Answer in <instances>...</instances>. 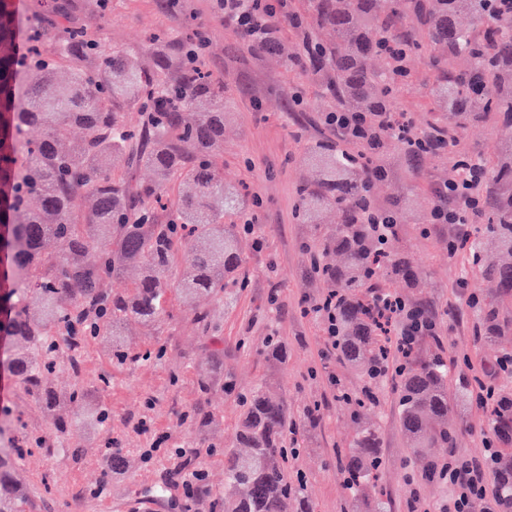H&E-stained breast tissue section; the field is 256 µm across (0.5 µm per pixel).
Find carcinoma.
Segmentation results:
<instances>
[{"label":"carcinoma","mask_w":512,"mask_h":512,"mask_svg":"<svg viewBox=\"0 0 512 512\" xmlns=\"http://www.w3.org/2000/svg\"><path fill=\"white\" fill-rule=\"evenodd\" d=\"M15 0H0V336L10 343L7 370L20 390L35 398L54 425L105 428L112 413L82 388L60 395L48 385L59 353L79 371L85 345L107 337L115 366L137 357L125 341L129 327L153 336L168 313L167 293L180 298L202 326L204 304L223 297L231 305L241 277V224L227 215L256 205L236 186L224 185L218 160L224 153L229 91L191 61L198 35L154 33L147 66L139 49L107 51L81 25L70 21L74 0H40L59 17L49 31L37 21L21 27ZM502 0H301L288 12L300 30L297 51L287 59L334 101L351 112H391L395 95L413 82L410 61L427 54L434 71L426 94L438 112L452 111L454 130L431 127L440 149L456 146V131L498 116L512 121V14ZM478 29H465L460 16ZM281 23L251 45L260 59L282 49ZM139 113L138 124L126 114ZM40 132L32 138L29 132ZM377 149L344 148L341 139L311 145L300 163L311 170L299 185L296 218L314 225L325 211L339 223L320 235L314 269L336 294V359L366 381L358 393L336 380V399L351 406L355 433L341 474L359 512H392L377 488L383 467L380 424L364 416L380 404L378 392L392 385L399 422L413 453L453 447L450 416L475 400L467 377L451 387L437 336H422L391 368L380 325L367 313V293L382 277L408 287L421 273L409 262L401 226L423 224L428 204L412 201L379 207L373 191L390 177ZM148 170L143 184L116 175V165ZM482 234L467 239L473 269L494 280L499 293L471 302L477 330L487 340L512 333V148L498 152L486 169ZM174 209L166 223L158 210ZM375 210L391 228L359 223ZM187 253L177 281L171 270ZM133 275L131 287L112 281ZM264 357L288 360V345L267 337ZM512 352L486 371L497 379L485 406L498 441L487 473L496 496L486 512L512 503ZM232 394L236 380L213 352L196 376V389ZM240 415L224 442V512H313L303 482L288 479V405L263 385L239 395ZM29 449L7 439L0 448V512H32L20 478Z\"/></svg>","instance_id":"obj_1"}]
</instances>
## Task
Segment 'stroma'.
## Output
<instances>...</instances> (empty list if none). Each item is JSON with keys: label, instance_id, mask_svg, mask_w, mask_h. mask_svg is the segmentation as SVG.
I'll return each instance as SVG.
<instances>
[{"label": "stroma", "instance_id": "stroma-1", "mask_svg": "<svg viewBox=\"0 0 512 512\" xmlns=\"http://www.w3.org/2000/svg\"><path fill=\"white\" fill-rule=\"evenodd\" d=\"M72 18L100 42L103 49L141 47L147 33L178 31L185 24L203 29L209 44L202 64L212 77L233 93L236 110L224 127V181L246 185L260 200L255 234L262 247L246 244L243 269L246 288L240 289L232 307L223 300L207 304L211 328L202 331L190 313L171 300L169 318L155 336H131L133 352L162 348L163 356L150 361L111 365L100 341L87 345L80 372L60 360L50 377L58 392L81 384L97 388V399L112 412V427L90 433L74 427L67 434L56 432L40 403L21 392L5 370H0V402L10 405L20 418L18 434L45 439L55 454L33 451L24 469L28 495L35 512H175L181 502V478L186 475L184 451L193 450L194 465L207 475V498L215 512H224V450L222 444L234 431L239 408L234 397L216 390L209 396L196 391V373L213 350L224 353V367L232 371L239 389L264 382L275 387L288 404L295 431L288 437L289 476H301L314 512H351L348 491L336 468V454L345 450L354 432L348 406L337 401L328 383L337 376L351 391H360L364 381L357 373L337 363L327 348L320 320L306 315L307 306L326 292V284L310 270L308 246L314 242L311 225L295 217L296 188L307 171L299 156L316 140L328 135L320 121L332 109L297 68L277 60H256L247 53L242 34L225 28L213 0H179L169 8L167 0H111L101 11L96 0H78ZM413 84L402 89L399 106L414 129L425 130L434 122L451 125L448 113H435L421 93L432 79L424 58H414ZM301 107H293V97ZM460 146L466 152L490 160L512 146V123L487 122L463 130ZM390 179L379 185L378 202L434 201L435 192L448 178L451 158L434 152L407 159L398 138L387 144ZM453 226L440 224L424 233L406 231L408 257L423 272L418 287H406L395 277L384 278V291L427 308L439 324L443 350L448 359L465 362L467 374L480 376L501 348H512V335L490 342L474 331L467 308L472 292H494L492 283L471 271L463 255H449ZM277 301H270V292ZM276 336L288 345L283 365L265 362L260 351L265 337ZM213 412L223 426L202 435L191 418L197 409ZM319 409L321 420L308 427L304 417ZM381 481L393 503L392 512H408L410 497L421 508L448 500L449 490L417 481L409 475L422 471L401 430L395 398L381 395ZM149 429L138 432V420ZM489 434L481 408L468 406L456 418V452L481 457ZM161 440L159 452L143 461L141 451ZM67 453H59V446ZM94 446L92 454L73 457L72 449ZM120 452L129 461L126 470L108 473L110 452Z\"/></svg>", "mask_w": 512, "mask_h": 512}]
</instances>
